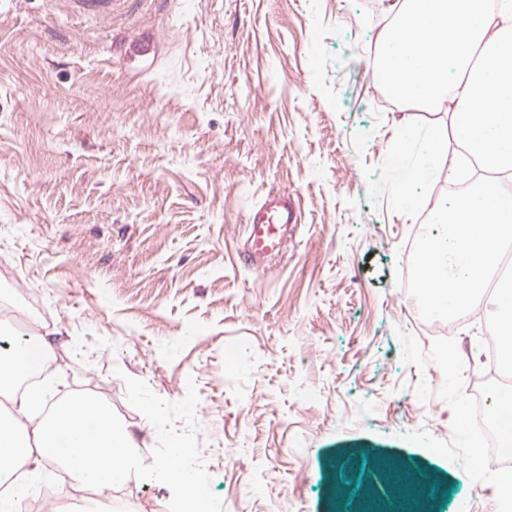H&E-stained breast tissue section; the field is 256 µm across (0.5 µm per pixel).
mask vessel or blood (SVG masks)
<instances>
[{
  "label": "vessel or blood",
  "mask_w": 512,
  "mask_h": 512,
  "mask_svg": "<svg viewBox=\"0 0 512 512\" xmlns=\"http://www.w3.org/2000/svg\"><path fill=\"white\" fill-rule=\"evenodd\" d=\"M75 11L93 17L109 18L125 9L128 0H66ZM299 221V213L290 194L278 192L268 195L249 213L243 244L244 261L256 266L279 255L285 248L292 228Z\"/></svg>",
  "instance_id": "b4317fda"
}]
</instances>
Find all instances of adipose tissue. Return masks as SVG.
Segmentation results:
<instances>
[{
	"label": "adipose tissue",
	"instance_id": "adipose-tissue-1",
	"mask_svg": "<svg viewBox=\"0 0 512 512\" xmlns=\"http://www.w3.org/2000/svg\"><path fill=\"white\" fill-rule=\"evenodd\" d=\"M381 70L404 102L435 105L454 97L464 150L512 177V0H498L493 9L487 0H403ZM51 352L41 335L0 352V473L55 462L77 482L110 486L129 473L135 451L108 406L73 394L35 425L21 419L44 395L19 385Z\"/></svg>",
	"mask_w": 512,
	"mask_h": 512
}]
</instances>
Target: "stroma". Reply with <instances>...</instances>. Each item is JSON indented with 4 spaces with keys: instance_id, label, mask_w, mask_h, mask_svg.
Instances as JSON below:
<instances>
[{
    "instance_id": "obj_1",
    "label": "stroma",
    "mask_w": 512,
    "mask_h": 512,
    "mask_svg": "<svg viewBox=\"0 0 512 512\" xmlns=\"http://www.w3.org/2000/svg\"><path fill=\"white\" fill-rule=\"evenodd\" d=\"M391 2L0 0V334L36 305L55 393L106 402L136 446L116 497L71 512H184L185 474L206 512H337L383 492L377 461L435 486L425 512H493L440 364L474 363L487 317L423 320L405 286L448 182L398 194L386 159L406 131L461 144L449 103L384 100ZM279 190L296 235L249 267L247 215ZM75 11L93 17L110 18L125 9L129 0H65Z\"/></svg>"
}]
</instances>
